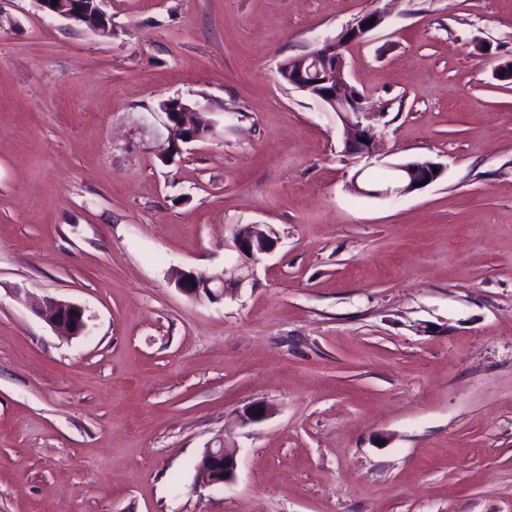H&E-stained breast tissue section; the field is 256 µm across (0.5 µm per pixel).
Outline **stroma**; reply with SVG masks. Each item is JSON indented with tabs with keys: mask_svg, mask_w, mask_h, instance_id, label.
I'll list each match as a JSON object with an SVG mask.
<instances>
[{
	"mask_svg": "<svg viewBox=\"0 0 512 512\" xmlns=\"http://www.w3.org/2000/svg\"><path fill=\"white\" fill-rule=\"evenodd\" d=\"M377 7L106 0L104 37L0 0V512H512V0H396L350 47L375 161L278 66ZM172 97L213 133L171 149ZM246 224L277 246L236 297L175 288ZM384 166L389 168L390 171L396 175L392 184H372L373 186L379 187L376 189L356 188L354 186V189L359 194L370 197H400L424 188L436 181L442 174L440 166L431 160L424 161L417 159L405 163L386 164ZM434 169H438V173H434ZM418 182H421L422 186H416ZM35 313L45 317L62 335L79 336L87 326L84 308L70 301L49 299ZM237 449L229 446L226 439L218 448H207L204 452V463L198 466V476L204 486L214 483L229 484L237 476ZM220 478L218 481L217 479Z\"/></svg>",
	"mask_w": 512,
	"mask_h": 512,
	"instance_id": "obj_1",
	"label": "stroma"
}]
</instances>
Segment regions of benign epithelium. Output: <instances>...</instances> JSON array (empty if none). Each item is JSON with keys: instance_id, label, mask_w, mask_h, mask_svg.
Returning <instances> with one entry per match:
<instances>
[{"instance_id": "1", "label": "benign epithelium", "mask_w": 512, "mask_h": 512, "mask_svg": "<svg viewBox=\"0 0 512 512\" xmlns=\"http://www.w3.org/2000/svg\"><path fill=\"white\" fill-rule=\"evenodd\" d=\"M37 9L45 16L63 19L73 26H86L102 35L111 34L110 18L102 9L105 0H34ZM387 12L375 9L357 16L334 38H327L308 53L293 59L288 72V85L309 97L327 105L341 122L345 135V151L351 155L373 158L376 156V139L371 125L367 124L370 113L366 112V97L346 78V51L360 42L386 20ZM373 25L364 27L368 21ZM165 115L164 127L167 139L173 147L204 138L195 131L192 118L196 109L183 99L169 98L160 104ZM387 168L396 178L389 185L376 189L356 188L365 196L377 198L400 197L418 190L416 183L427 186L436 181L441 173L439 165L431 160L417 159L405 163L389 164ZM277 239L256 230L254 225L238 226L233 232V248L237 261L224 268L219 275H207L194 270H178L172 277L175 287L195 301L220 302L234 297L252 275V266L260 256L274 251ZM35 313L45 319L62 335L78 336L86 329L85 309L73 302L49 299L36 308ZM269 415L267 405L256 402L245 408L239 423L246 425L259 422ZM237 449L228 443L204 452V463L198 466L201 483L211 486L220 481L234 482L237 476Z\"/></svg>"}]
</instances>
